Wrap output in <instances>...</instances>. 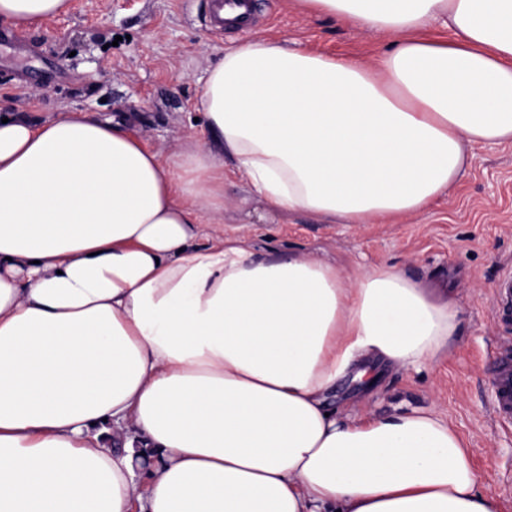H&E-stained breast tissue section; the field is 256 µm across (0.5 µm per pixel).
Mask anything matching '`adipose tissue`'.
Instances as JSON below:
<instances>
[{
    "label": "adipose tissue",
    "instance_id": "1",
    "mask_svg": "<svg viewBox=\"0 0 512 512\" xmlns=\"http://www.w3.org/2000/svg\"><path fill=\"white\" fill-rule=\"evenodd\" d=\"M296 5L388 43L370 63L225 48L200 99L216 150L163 156L115 118L0 122V512H501L435 411L328 402L367 365L448 359L456 302L387 263L256 254L221 219L232 172L331 224L427 210L474 145H512V0Z\"/></svg>",
    "mask_w": 512,
    "mask_h": 512
}]
</instances>
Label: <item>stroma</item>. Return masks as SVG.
Here are the masks:
<instances>
[{
    "label": "stroma",
    "instance_id": "1",
    "mask_svg": "<svg viewBox=\"0 0 512 512\" xmlns=\"http://www.w3.org/2000/svg\"><path fill=\"white\" fill-rule=\"evenodd\" d=\"M251 28L215 32L209 0H72L69 13L27 29L0 21V113L40 122L80 111L126 116L165 155L199 122L207 69L226 47L266 36L337 57L373 59L385 46L290 0H253ZM467 174L434 206L398 224H325L304 214L269 215L241 178L224 185V221L257 251H313L345 268L386 262L448 290L461 308L454 355L432 370L385 369L372 398L387 413L432 408L465 440L479 488L512 512V427L495 422L488 351L512 336L494 317V291L512 268V146H477Z\"/></svg>",
    "mask_w": 512,
    "mask_h": 512
}]
</instances>
